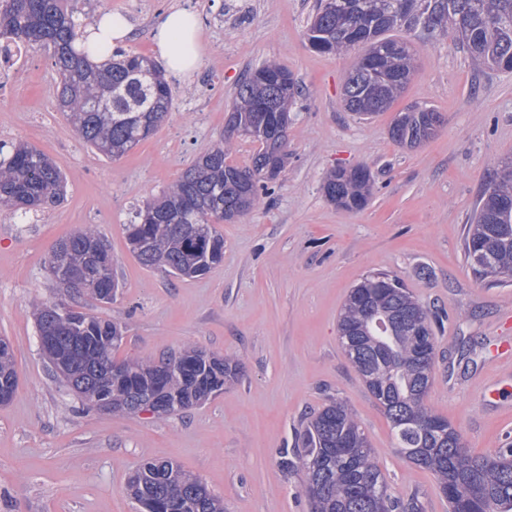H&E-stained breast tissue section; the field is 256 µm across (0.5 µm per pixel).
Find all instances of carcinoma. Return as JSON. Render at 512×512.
Segmentation results:
<instances>
[{"label": "carcinoma", "mask_w": 512, "mask_h": 512, "mask_svg": "<svg viewBox=\"0 0 512 512\" xmlns=\"http://www.w3.org/2000/svg\"><path fill=\"white\" fill-rule=\"evenodd\" d=\"M453 30L468 53L481 64L501 57L498 69L512 70V0H318L307 28L312 49L340 54L355 46L367 51L347 73L342 86L346 111L372 117L387 111L403 93L414 71V58L400 40L387 33ZM91 32L75 17L69 0H0V61L9 62L12 47L50 46L60 81L57 108L82 142L109 159H119L152 135L173 107L171 88L160 67L145 54L89 43ZM301 95L287 67L266 63L247 72L237 86L225 126L224 144L200 154L167 191L135 210L126 225L129 250L147 268H161L182 278L206 275L224 257V237L216 225L247 214L256 205L258 189L277 180L286 154L262 127L264 112L287 121ZM389 135L396 144L414 148L434 136L431 107L409 105L398 112ZM242 127L259 144L251 165L227 162L232 135ZM368 167L349 173L335 169L325 178L323 192L336 206L357 211L372 198ZM66 196L60 166L35 147L0 141V208L14 213L51 209ZM512 200V180L494 176L486 185L466 242L467 254L489 242L496 272L473 267L482 280L512 276V210L496 211L498 202ZM112 252L91 226L60 238L48 258L50 275L66 267L80 275L82 293L110 303L118 283ZM52 318L54 335L73 346L85 404L109 392L112 408L128 413V399L154 395L163 384L171 400L169 415L200 406L237 377L231 357H213L187 347L157 361L142 358L120 363L133 384L98 378V369L115 364L113 353L123 336L121 324L89 316L63 303L36 307L38 330ZM444 317L417 301L401 279L387 272L367 275L351 291L338 332L350 337L340 346L360 373L373 378L367 385L391 424L399 453L431 471L448 500V512H512V447L493 456L468 452L460 433L450 439L430 432L445 417L425 403L433 380L435 331ZM17 388L14 355L0 357V389ZM286 472L298 470L312 512H425L415 494L395 497L375 462L367 436L348 408L332 400L300 433L293 452H280ZM127 491L137 503L162 497L171 512H224V503L197 477L164 461L136 470Z\"/></svg>", "instance_id": "obj_1"}]
</instances>
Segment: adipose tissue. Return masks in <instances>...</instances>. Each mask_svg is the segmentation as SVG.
Instances as JSON below:
<instances>
[{
    "instance_id": "adipose-tissue-1",
    "label": "adipose tissue",
    "mask_w": 512,
    "mask_h": 512,
    "mask_svg": "<svg viewBox=\"0 0 512 512\" xmlns=\"http://www.w3.org/2000/svg\"><path fill=\"white\" fill-rule=\"evenodd\" d=\"M198 37L195 15L184 9L167 13L153 30L157 53L168 70L177 74H186L198 68Z\"/></svg>"
}]
</instances>
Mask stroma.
<instances>
[{
	"label": "stroma",
	"instance_id": "stroma-1",
	"mask_svg": "<svg viewBox=\"0 0 512 512\" xmlns=\"http://www.w3.org/2000/svg\"><path fill=\"white\" fill-rule=\"evenodd\" d=\"M315 0H71L76 17L106 11L134 28L125 49L153 55L152 30L172 7L198 21L202 62L169 77L174 105L157 131L120 160L87 147L55 106L50 52L27 50L22 84L0 91V139L42 150L62 168L66 199L19 219L0 210V337L14 348L18 386L0 404V512H139L129 475L170 460L200 477L224 512H311L297 473L279 465L303 421L343 399L368 437L393 494L448 512L435 475L402 457L390 424L343 355L338 320L363 277L389 272L447 321L437 339L428 406L471 454L512 442L507 338L512 278L477 280L466 254L472 216L499 164L512 160V71L476 65L454 35H408L417 63L395 109L442 116L436 135L408 149L393 112L363 120L344 110L342 85L359 53L321 54L305 38ZM288 67L302 96L290 111L288 159L270 195L219 225L224 259L197 279L142 266L125 226L224 135L236 88L268 61ZM366 165L373 197L346 211L323 193L326 174ZM93 225L108 240L120 288L83 312L126 328L115 361L160 358L193 346L233 358L237 378L180 415L121 416L86 409L53 375L33 306L60 297L46 261L53 243Z\"/></svg>",
	"mask_w": 512,
	"mask_h": 512
}]
</instances>
